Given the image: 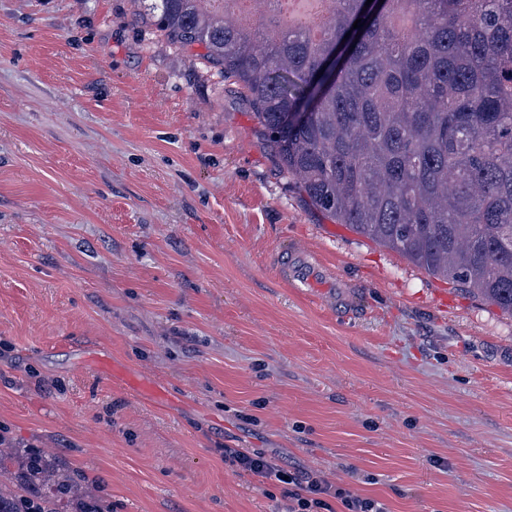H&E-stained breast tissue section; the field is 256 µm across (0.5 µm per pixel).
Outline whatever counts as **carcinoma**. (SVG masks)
Instances as JSON below:
<instances>
[{
    "label": "carcinoma",
    "instance_id": "carcinoma-1",
    "mask_svg": "<svg viewBox=\"0 0 512 512\" xmlns=\"http://www.w3.org/2000/svg\"><path fill=\"white\" fill-rule=\"evenodd\" d=\"M332 2L317 39L270 0H135L234 81L314 206L512 314V0ZM80 497L62 458L0 448V512Z\"/></svg>",
    "mask_w": 512,
    "mask_h": 512
}]
</instances>
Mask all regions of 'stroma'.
Returning <instances> with one entry per match:
<instances>
[{
    "label": "stroma",
    "instance_id": "35a3bbf8",
    "mask_svg": "<svg viewBox=\"0 0 512 512\" xmlns=\"http://www.w3.org/2000/svg\"><path fill=\"white\" fill-rule=\"evenodd\" d=\"M134 10L0 0V437L107 512H285L228 448L390 512H512V315L311 206L202 47ZM300 247L330 298L274 265ZM97 367L101 374L137 397L157 394L148 377L134 374L128 369L116 365L115 362L109 360L100 361Z\"/></svg>",
    "mask_w": 512,
    "mask_h": 512
}]
</instances>
